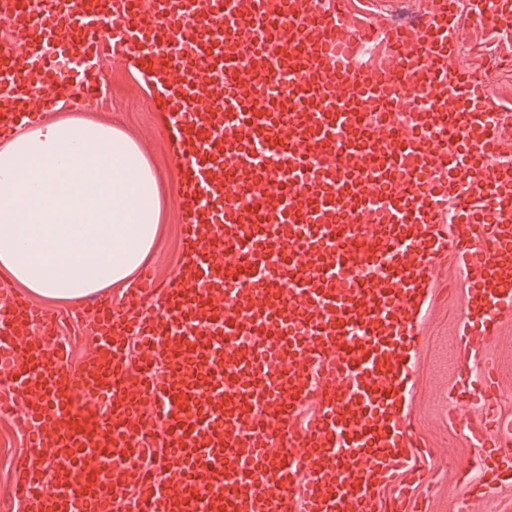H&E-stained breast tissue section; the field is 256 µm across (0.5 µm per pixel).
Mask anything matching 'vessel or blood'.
I'll use <instances>...</instances> for the list:
<instances>
[{
	"label": "vessel or blood",
	"mask_w": 512,
	"mask_h": 512,
	"mask_svg": "<svg viewBox=\"0 0 512 512\" xmlns=\"http://www.w3.org/2000/svg\"><path fill=\"white\" fill-rule=\"evenodd\" d=\"M377 0H0V137L102 57L163 104L183 260L115 305L98 292L78 367L51 316L0 298V415L40 458L13 488L36 512H428L409 411L427 310L465 284L453 366L486 498L512 482L508 117L459 61V0L393 19ZM477 19L512 37V0ZM111 20V39L99 25ZM313 412L306 423L298 416ZM486 354L497 360L502 368L510 365L512 369V326L503 330L500 336L485 346Z\"/></svg>",
	"instance_id": "1"
}]
</instances>
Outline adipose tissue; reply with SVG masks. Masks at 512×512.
<instances>
[{
    "label": "adipose tissue",
    "mask_w": 512,
    "mask_h": 512,
    "mask_svg": "<svg viewBox=\"0 0 512 512\" xmlns=\"http://www.w3.org/2000/svg\"><path fill=\"white\" fill-rule=\"evenodd\" d=\"M160 217L152 167L120 128L71 117L0 147V273L37 295L73 301L129 281Z\"/></svg>",
    "instance_id": "adipose-tissue-1"
}]
</instances>
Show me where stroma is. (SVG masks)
Wrapping results in <instances>:
<instances>
[{
	"label": "stroma",
	"instance_id": "35a3bbf8",
	"mask_svg": "<svg viewBox=\"0 0 512 512\" xmlns=\"http://www.w3.org/2000/svg\"><path fill=\"white\" fill-rule=\"evenodd\" d=\"M460 60L478 70H485L483 53L495 48L512 54V41L494 38L479 23L471 0H461L458 14ZM109 109L86 98L56 111V118L76 116L94 123L112 125L135 140L145 153L157 177L162 207L161 223L152 252L146 259L161 279L171 280L181 261V230L175 202L180 192L178 173L172 162L169 140L154 105V93L142 77L125 63L104 58ZM462 294L452 291L447 301L428 316V336L421 348L420 373L409 400V410L418 421L421 435L433 448L425 466L424 477L430 485L431 512H499L498 503L484 499L468 502L459 483L458 466L474 454L464 440L462 429H450L448 390L453 372L444 362L446 352L456 348V309ZM33 452L28 436L11 420L0 422V504L5 512H21L18 503L7 500L5 492L19 476V463Z\"/></svg>",
	"mask_w": 512,
	"mask_h": 512
}]
</instances>
